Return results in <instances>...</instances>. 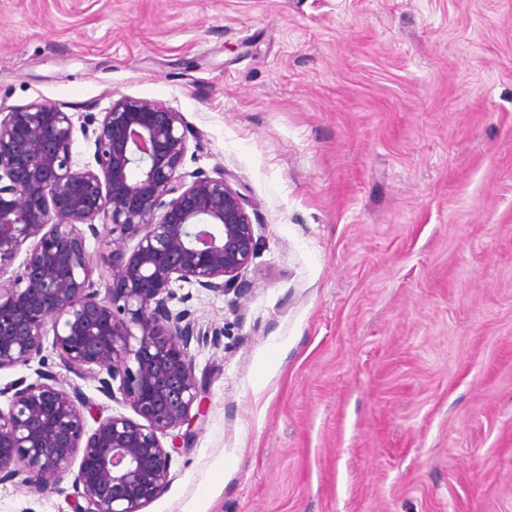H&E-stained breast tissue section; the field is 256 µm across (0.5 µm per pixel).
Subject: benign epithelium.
Wrapping results in <instances>:
<instances>
[{"label": "benign epithelium", "mask_w": 512, "mask_h": 512, "mask_svg": "<svg viewBox=\"0 0 512 512\" xmlns=\"http://www.w3.org/2000/svg\"><path fill=\"white\" fill-rule=\"evenodd\" d=\"M92 134L96 169L77 170L72 115L48 101L0 110V370L29 364L50 335L61 366L121 394L137 418L99 415L89 432L82 389L38 370L0 408V484L44 494L69 477L77 512H141L167 488L177 440L190 437L170 432L204 416L191 343L215 342L189 309L170 308L173 285L225 293L257 241L232 174L182 171L196 137L183 113L122 96ZM88 232L114 234L103 293Z\"/></svg>", "instance_id": "obj_1"}]
</instances>
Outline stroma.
I'll return each mask as SVG.
<instances>
[{"mask_svg":"<svg viewBox=\"0 0 512 512\" xmlns=\"http://www.w3.org/2000/svg\"><path fill=\"white\" fill-rule=\"evenodd\" d=\"M122 96L183 113L257 240L236 290L175 289L219 342L143 512H512V0H0V108Z\"/></svg>","mask_w":512,"mask_h":512,"instance_id":"1","label":"stroma"}]
</instances>
